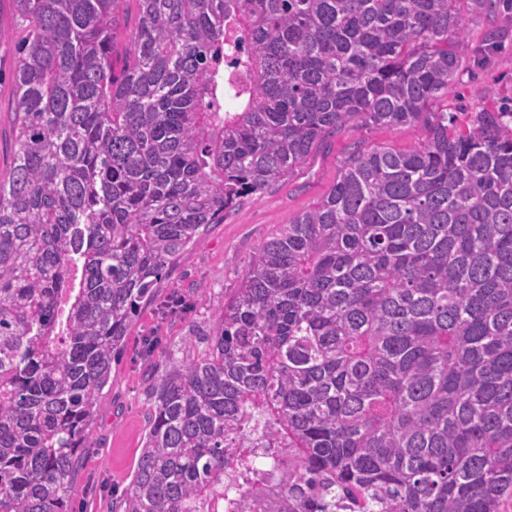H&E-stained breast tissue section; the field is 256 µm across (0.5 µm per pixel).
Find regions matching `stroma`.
<instances>
[{
    "instance_id": "35a3bbf8",
    "label": "stroma",
    "mask_w": 512,
    "mask_h": 512,
    "mask_svg": "<svg viewBox=\"0 0 512 512\" xmlns=\"http://www.w3.org/2000/svg\"><path fill=\"white\" fill-rule=\"evenodd\" d=\"M22 36L10 0H0V137L8 141L14 137L10 76ZM430 109L452 112L461 130L480 112H512V0H493L490 13L469 18L467 59L447 96ZM420 135L417 126L336 132L288 178L245 198L179 257L135 317L125 351L112 367V383L98 402L75 479L78 512H111L113 497L130 484L148 428L150 364L182 359L189 344L198 343L217 305L240 287L259 247L330 191L348 153L377 147L407 151Z\"/></svg>"
}]
</instances>
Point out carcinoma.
<instances>
[{"mask_svg":"<svg viewBox=\"0 0 512 512\" xmlns=\"http://www.w3.org/2000/svg\"><path fill=\"white\" fill-rule=\"evenodd\" d=\"M0 176V512H74L136 312L210 224L330 134L346 157L253 257L204 349L152 367L112 512H500L512 498V130L428 110L491 0H12ZM135 25L115 72L121 6ZM0 174L9 170L14 151L12 89L10 76L15 52L23 32L15 25L11 0H0ZM7 139V146L3 140ZM4 148V149H3Z\"/></svg>","mask_w":512,"mask_h":512,"instance_id":"1","label":"carcinoma"}]
</instances>
